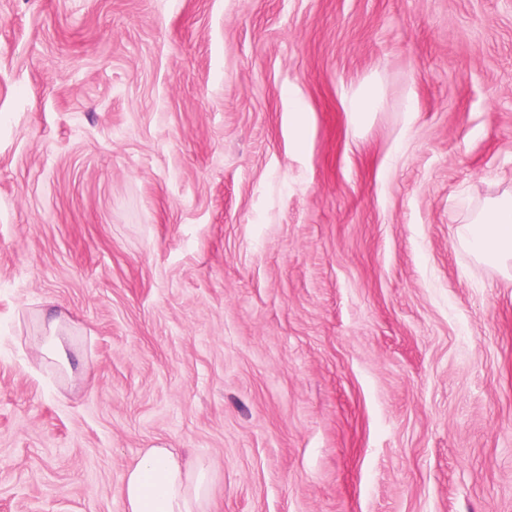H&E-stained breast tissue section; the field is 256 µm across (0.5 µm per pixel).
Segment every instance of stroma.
Wrapping results in <instances>:
<instances>
[{
	"instance_id": "1",
	"label": "stroma",
	"mask_w": 512,
	"mask_h": 512,
	"mask_svg": "<svg viewBox=\"0 0 512 512\" xmlns=\"http://www.w3.org/2000/svg\"><path fill=\"white\" fill-rule=\"evenodd\" d=\"M508 192L512 0H0V512H512ZM379 107V94L372 84L362 85L348 98L346 111L349 115L350 130L353 135H356L369 122ZM460 239L477 260L493 265L511 278L512 195L487 204L464 225ZM43 336H36L34 345L41 354V359H49L63 366L68 371L70 364L65 349V344L72 335L66 326V320L57 315L56 312L48 310L42 316ZM122 512H209L212 489L201 460L170 448H147L127 467L119 490Z\"/></svg>"
}]
</instances>
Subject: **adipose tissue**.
<instances>
[{"label":"adipose tissue","mask_w":512,"mask_h":512,"mask_svg":"<svg viewBox=\"0 0 512 512\" xmlns=\"http://www.w3.org/2000/svg\"><path fill=\"white\" fill-rule=\"evenodd\" d=\"M460 239L477 260L503 274L512 273V195L487 204ZM41 336L34 345L42 358L68 365L65 344L70 331L54 311L42 316ZM123 512H209L212 489L202 461L181 459L168 448L145 449L127 467L119 490Z\"/></svg>","instance_id":"obj_1"}]
</instances>
